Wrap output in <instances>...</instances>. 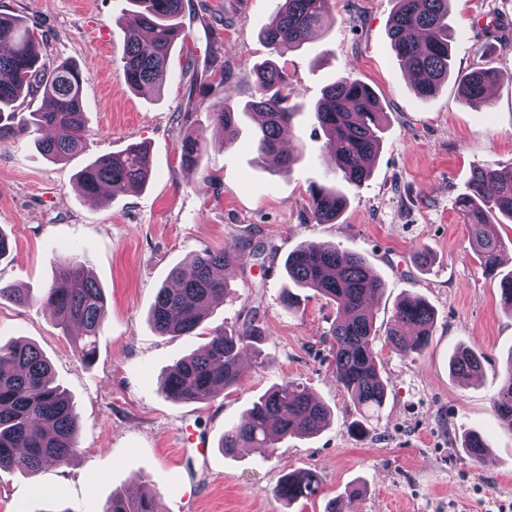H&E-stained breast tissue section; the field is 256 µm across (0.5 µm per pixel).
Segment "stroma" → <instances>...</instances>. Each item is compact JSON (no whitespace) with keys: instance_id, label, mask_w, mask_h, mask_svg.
Instances as JSON below:
<instances>
[{"instance_id":"35a3bbf8","label":"stroma","mask_w":512,"mask_h":512,"mask_svg":"<svg viewBox=\"0 0 512 512\" xmlns=\"http://www.w3.org/2000/svg\"><path fill=\"white\" fill-rule=\"evenodd\" d=\"M188 36L175 46L161 90L134 92L122 80L127 0H0V15L29 24L44 57L77 66L86 105V144L64 162L46 159L36 134L0 139V232L10 253L0 283L24 288L30 304L0 300V346L35 345L56 384L72 398L76 456L34 472L0 470V512H103L113 495H156L161 512H512V425L494 409L512 356V314L499 281L480 266L457 200L475 167H512V0H451L454 71H498L484 109L461 100L454 82L418 98L390 48L395 0H331L333 24L282 58L303 108L286 130L294 162L280 170L261 157L257 128L244 119L233 144L210 124L213 106L240 108L255 94L245 77L270 56L261 31L277 0H188ZM106 30L99 43L94 31ZM342 77L367 84L385 119L381 149L347 207L333 222L309 213L308 190L325 180L326 139L313 107ZM203 133L194 166L182 165V137ZM144 147L152 176L141 190L105 201L85 196L76 174L95 158ZM313 240L362 255L385 282L371 305L387 329L398 301L420 295L435 312L429 345L401 354L378 346L387 399L368 433L353 437L356 415L336 381L329 331L336 307L310 289L285 308L284 261ZM263 254L226 273L228 291L191 336H163L150 321L157 293L191 254L244 244ZM428 267L414 261L419 249ZM82 262L103 288L107 309L92 361L76 353L77 327L62 329L41 297L56 264ZM255 310L267 339L265 361L247 363L237 386L206 403H176L160 380L200 350L216 328L232 329ZM484 355L479 378L448 375L459 347ZM302 382L331 410L313 436L285 440L268 454H224L225 429L271 386ZM208 437L210 451L180 447L182 429ZM488 440L485 460L459 449L463 431ZM313 472L317 494L284 507L280 476Z\"/></svg>"}]
</instances>
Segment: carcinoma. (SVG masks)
<instances>
[{
    "instance_id": "1",
    "label": "carcinoma",
    "mask_w": 512,
    "mask_h": 512,
    "mask_svg": "<svg viewBox=\"0 0 512 512\" xmlns=\"http://www.w3.org/2000/svg\"><path fill=\"white\" fill-rule=\"evenodd\" d=\"M132 9L123 16L127 30L122 76L136 91L146 86L159 88L167 74L171 50L185 38L179 18L184 0H128ZM450 0H397L390 20V46L404 67L413 73L415 94L435 95L451 73L453 29L448 22ZM332 20L330 0H281L262 32L275 55L285 57L309 42L310 34ZM0 137L31 131L52 130L54 135L37 141L54 162L64 161L85 147L83 86L79 70L69 64L51 65L43 59L38 44L21 16L0 15ZM246 78L255 88L254 99L237 111L214 106L210 118L233 143L239 134L240 115L259 118L256 149L262 156L276 155L281 167L293 158L278 153L279 138L291 124L298 104L291 99L299 92L288 87V75L274 60L256 64ZM497 75L475 68L456 75L459 94L473 107L488 102L487 91ZM41 95L42 105L28 112L19 101ZM314 114L326 137L324 162L328 182L309 189V211L318 223L336 220L346 206L342 184L359 187L370 175V162L381 144L384 112L375 93L364 83L342 77L327 87ZM204 135L193 134L180 142L181 162L196 163L204 146ZM147 150L131 146L124 151L97 157L77 175L83 192L96 196L108 190L107 199L118 192L144 186L150 175ZM458 208L469 227L472 249L484 271L500 277V304L512 314V273L501 274L500 256L512 239L498 235L493 220L502 216L512 221V171L491 168L473 171L469 191L458 200ZM254 251L204 250L191 255L170 274L171 282L159 289L151 320L162 335L190 336L208 314L213 300L225 294L227 283L216 270L242 265L258 258ZM288 279L297 287L309 288L336 304L337 318L330 329L336 381L350 396L357 419L351 429L367 433L366 423L379 414L386 401L376 343L408 354L429 344L434 311L419 295L410 294L396 305L390 327L380 336L366 300L379 295L383 280L364 257L334 245L305 241L288 253ZM0 299L18 305L30 301L27 292L0 286ZM44 302L52 307L58 322L68 327L75 322L82 332L77 349L92 361L102 325L106 298L102 288L85 275L81 264L57 267L45 289ZM266 340L256 316H246L231 331L214 330L202 350L179 361L162 378V394L173 402H206L239 382L246 353L260 357L259 344ZM483 354L475 347L459 349L450 361L457 380L479 377ZM495 410L512 425V360L494 400ZM328 408L301 383L285 380L271 387L249 408L241 422L224 431V452L237 448H273L292 437L310 436L328 422ZM77 422L73 405L54 384L51 368L41 352L30 343L0 346V469L35 471L51 458L65 462L76 452ZM462 449L473 461L489 451L485 437L467 434ZM319 483L314 475L287 474L274 487V496L292 504L311 497ZM103 512H157L154 498L114 496Z\"/></svg>"
}]
</instances>
